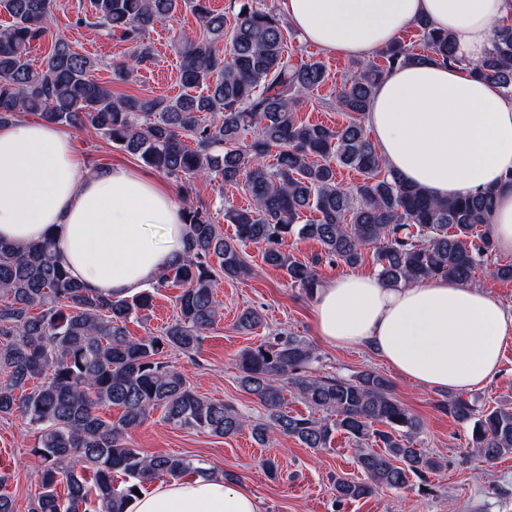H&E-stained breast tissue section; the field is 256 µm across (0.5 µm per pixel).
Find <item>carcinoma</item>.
<instances>
[{"label":"carcinoma","instance_id":"obj_1","mask_svg":"<svg viewBox=\"0 0 512 512\" xmlns=\"http://www.w3.org/2000/svg\"><path fill=\"white\" fill-rule=\"evenodd\" d=\"M181 5L201 31L179 47L184 92L138 98L118 96L99 82L101 59L74 50L62 35L33 65L30 55L51 34L57 0H0V15L11 19L0 29V123L29 112L50 124L91 128L177 181L240 183L253 200L248 209H224L232 237L207 212L184 210L185 252L157 279L180 290L178 315L159 334L139 338L126 324L152 307V292L92 294L58 263L51 239L23 248L0 242V415L18 413L37 431L36 512H126L133 490L205 471L185 456L145 455L128 446L126 435L159 409L175 428L216 437H233L248 426L234 404L197 395L164 356L200 348L221 317L217 279L250 272L240 244L263 245L264 262L311 297L319 287L314 267L282 250L292 236L316 240L327 258L348 266L375 248L377 276L387 286L434 277L467 282L495 250L492 193L430 198L385 167L363 122L375 89L392 70L425 61L459 63L448 35L421 18L415 27L426 53L397 39L381 50L383 64L369 61L351 73L336 93V109L348 121L335 128L295 117L301 96L325 83L326 70L303 60V45L288 47L285 19L263 0L230 2L238 11L224 51L218 47L224 14L210 0H89L72 26L127 45V60L112 65V81L127 83L154 64L150 31ZM472 72L512 94L511 25L497 32ZM272 151L275 162L268 165L264 157ZM340 167L357 171L362 181L343 186ZM306 210L317 218L301 224ZM262 325L255 307L236 318L242 331ZM317 361L308 341L282 333L238 355L239 385L264 409V419L251 425L254 438L262 442L278 432L325 450L336 433L346 435L365 478L336 479L339 502L384 489L425 491L445 463L420 448L421 422L393 396L390 380L374 370L320 376ZM288 392L307 414L288 411ZM111 406L119 415L103 418L100 410ZM440 407L467 427L466 457L492 463L512 455L511 403L483 410L453 395ZM116 473L124 476L121 487L114 485Z\"/></svg>","mask_w":512,"mask_h":512}]
</instances>
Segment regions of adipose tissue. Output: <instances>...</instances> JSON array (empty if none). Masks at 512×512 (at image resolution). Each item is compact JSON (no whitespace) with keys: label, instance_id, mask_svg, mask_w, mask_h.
I'll return each instance as SVG.
<instances>
[{"label":"adipose tissue","instance_id":"obj_1","mask_svg":"<svg viewBox=\"0 0 512 512\" xmlns=\"http://www.w3.org/2000/svg\"><path fill=\"white\" fill-rule=\"evenodd\" d=\"M288 23L332 55L367 58L421 17L448 32L458 64L398 68L377 87L365 123L387 167L445 199L491 192L490 230L512 253V95L470 66L490 49L512 0H281ZM184 211L143 170L89 171L70 135L17 118L0 126V240L52 237L71 276L103 296L140 293L185 251ZM317 335L337 347L366 345L428 390L463 394L499 371L512 338V307L489 290L430 279L388 287L347 274L316 291ZM128 512H261L220 473L162 481Z\"/></svg>","mask_w":512,"mask_h":512}]
</instances>
